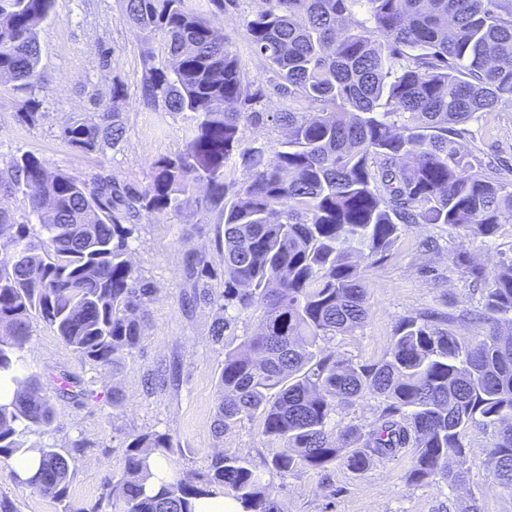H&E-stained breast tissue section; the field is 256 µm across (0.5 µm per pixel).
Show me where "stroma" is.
<instances>
[{
	"instance_id": "obj_1",
	"label": "stroma",
	"mask_w": 512,
	"mask_h": 512,
	"mask_svg": "<svg viewBox=\"0 0 512 512\" xmlns=\"http://www.w3.org/2000/svg\"><path fill=\"white\" fill-rule=\"evenodd\" d=\"M265 6L264 0H238L225 13L224 35L239 57L244 85L262 91L259 108L276 112L288 102L271 91L275 81L245 35L247 19ZM41 86L35 96L42 118H22L23 97L0 86V172L13 158L32 154L51 167L84 176L104 173L121 185H148L152 162L181 152L190 136V115L170 111L164 102L144 105L143 83L150 64L169 62L162 36L144 38L130 23L123 0H56L39 29ZM122 95L113 98V86ZM120 112L126 134L115 146L86 153L62 139V127L73 119L97 120L93 99ZM463 149L484 161L512 167V103L499 104L469 125ZM223 228L219 211L189 205L159 219H141L130 241L131 258L158 292L148 307L146 338L118 369L101 368L75 354L54 330L36 320L25 353V372L35 376L54 406L44 433L29 443L70 451L76 438L88 446L76 453L68 495L89 504L102 492L106 474L123 467L128 435L169 432L174 450L170 467L201 471L211 454L255 457L271 454L263 442L259 420L242 422L215 438L213 421L218 398L217 374L224 361L222 346L212 342L215 310L189 307L185 256L207 253L221 269L215 238ZM452 253L467 254L475 263L492 267L512 256V224L501 225L490 238L475 239L445 224H406L387 259L368 266L365 279L370 304L363 326L353 335L328 342L329 350L361 362H375L388 350L399 319L453 302L455 309L479 307L480 293L448 268ZM68 379L79 380L78 396L63 394ZM120 391L122 406L113 407ZM490 434L471 429L466 437L470 477L449 490L445 484L411 486L405 481L410 462L402 456L365 473L336 465L326 475L298 472L285 477V512H454L458 501L475 498L481 512H512V496L495 491L484 466ZM17 512H60L51 497L34 492L0 462V499Z\"/></svg>"
}]
</instances>
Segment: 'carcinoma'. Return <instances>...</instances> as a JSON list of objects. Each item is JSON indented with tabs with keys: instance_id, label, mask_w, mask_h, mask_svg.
Returning a JSON list of instances; mask_svg holds the SVG:
<instances>
[{
	"instance_id": "1",
	"label": "carcinoma",
	"mask_w": 512,
	"mask_h": 512,
	"mask_svg": "<svg viewBox=\"0 0 512 512\" xmlns=\"http://www.w3.org/2000/svg\"><path fill=\"white\" fill-rule=\"evenodd\" d=\"M124 0L145 36L164 35L171 67L149 68L144 103L163 97L191 112L183 152L152 162L150 183L118 186L80 178L34 155L12 160L5 191L20 190L39 220L12 224L0 210V377L20 386L0 403V460L37 450L25 483L62 504L61 512H195L222 494L237 512H283L273 476L324 473L343 464L364 473L405 454L413 485L467 482L466 434L490 432L484 465L492 488L512 495V259L487 269L448 256L481 289L477 312L402 317L382 359L363 363L327 350L367 316L361 262L385 259L403 224H446L491 238L512 224V178L460 148L467 124L512 102V0H265L245 25L253 52L288 99L259 112L263 93L243 90L236 53L218 19L237 0ZM55 0H0V79L26 97L24 118L40 120L38 31ZM365 14L340 34L339 24ZM269 122L287 131L276 148L240 147V126ZM125 134L106 106L97 121L62 129L71 145L97 152ZM248 172L226 182L231 156ZM205 188L202 196L197 195ZM218 208L222 279L202 252L187 256L192 303L217 309L212 339L224 344L214 433L258 416L271 457L217 452L205 470L158 477L151 459L173 451L167 432L128 436L120 474L104 476L90 506L68 500L73 453L28 445L24 434L49 426L53 407L36 379L19 377L36 319L73 352L117 367L144 342L147 306L157 288L130 258L137 221L189 203ZM261 314L240 347L224 343L239 315ZM476 321L479 335L455 330ZM369 392L383 403L366 424L336 423L340 408Z\"/></svg>"
}]
</instances>
